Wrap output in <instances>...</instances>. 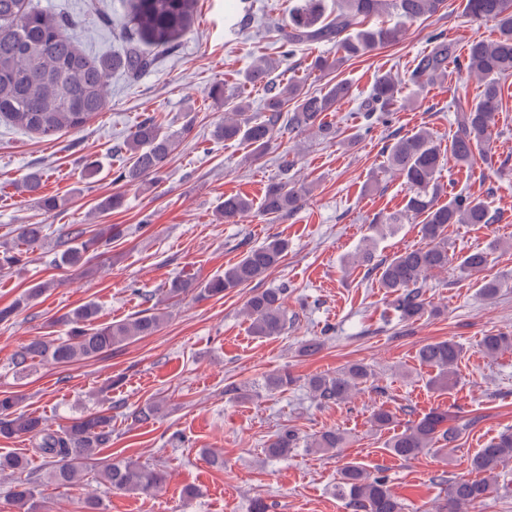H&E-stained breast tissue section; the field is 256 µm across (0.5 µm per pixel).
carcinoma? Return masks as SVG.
<instances>
[{
    "label": "carcinoma",
    "instance_id": "cac0c4a2",
    "mask_svg": "<svg viewBox=\"0 0 512 512\" xmlns=\"http://www.w3.org/2000/svg\"><path fill=\"white\" fill-rule=\"evenodd\" d=\"M130 36L123 53L112 57L91 56L79 48L68 34L73 21L66 14L35 9L27 0H0V121L28 133L51 140L64 132L81 129L107 103V78L122 71L137 78L154 64V58L141 49L147 43L170 48L191 23L196 0H126ZM447 8V0H336V15L323 18L322 0H301L290 12V23L282 39L290 56L297 46L308 43H334L339 56L334 60L318 57L312 68L325 73L345 60L358 58L399 40L395 27L362 26L363 19L395 13L408 20L428 19ZM464 11L474 21L492 22L496 38L471 42L465 54L456 53L454 43L443 34L429 36V49L416 60L409 81L421 87L444 84L452 75L467 74L479 80V92L471 100L455 103V130L448 152L460 167H468L475 153H486L490 145L496 112L502 106L503 83L512 78V0H465ZM280 62L266 61L244 74L250 85L264 89L262 114L250 115V104L239 97L224 96L216 85L209 95L224 99L233 108L231 115L215 126L213 136L223 141H243L253 147L252 158L263 156L275 134L286 131L294 136L316 131L324 138L336 137V130L324 121L326 113L349 97L351 86L344 80L331 82L325 91L312 92L303 80L283 81L273 73ZM397 80L389 74L375 79L364 103L369 121H382L398 103ZM176 136L163 130L151 117L139 122L135 131L115 151L128 154L130 164L118 169L113 182L138 185L160 178L176 147ZM387 169L401 177L409 188L405 205L390 213L382 224H371V234L355 255V262L379 271L378 283L395 295V310L407 322L435 312L424 298L428 274L446 271L455 258L448 243L450 224H492L496 215L479 195L450 192L448 201L438 197V180L443 153L425 129L385 146ZM294 161L284 155L280 179L266 190L259 207L246 196L230 194L217 208L218 218L229 222L252 211L277 217L300 208L310 189L288 180ZM43 174L28 172L21 181L23 193L37 200L46 210H54L58 199L42 194ZM417 221L428 244L405 250L390 258L375 259V235L393 232L401 224ZM44 225L19 224L14 228L16 245L0 251V270L25 264L29 250L43 239ZM121 231L109 226L98 234L72 224L58 234L53 263L66 269H81L85 256L93 248L112 241ZM288 249L284 239L273 238L247 250L238 261L224 267V273L197 284L189 277L176 276L165 285L170 298L189 292L199 298L219 297L247 285L277 266ZM487 264V253L475 251L460 257L457 269L465 275L480 273ZM54 287L39 282L12 305L0 308V323L13 319L19 311ZM283 288L254 293L245 311L250 332L261 338L280 336L288 328V311ZM98 309L87 303L48 320V335L33 338L18 349L13 365L25 370L37 363L67 365L103 356L124 342L158 332L166 314L152 306L132 317L113 323H100ZM512 347V336L489 334L481 342L482 351L495 356ZM463 348L453 340L422 345L420 364L437 371L431 384L447 390L457 383ZM373 377L370 368L352 364L336 374H316L306 386L322 405L344 402ZM22 396L0 394V436H28L37 440V452L50 465L48 479L58 488L68 489L82 483L95 468L93 479L122 493L149 495L165 481L161 468L150 467L133 459L96 462L99 449L112 444V414L105 411L72 419L55 430L41 417L20 410ZM160 403L136 408L131 418L148 423L161 412ZM466 425L448 424V415L430 412L412 422L404 431L391 436L386 444L391 455L412 459L426 450L444 456L457 447ZM299 437L288 429L274 435L264 448L269 457H286L297 447ZM348 443L339 429L318 432L306 441V449L335 454ZM512 462V432L502 433L479 449L469 459L465 475L448 480L447 498L439 512H463L484 499L497 483L500 469ZM28 461L22 456L0 453V473L23 472ZM336 497L345 501L352 512H404L403 504L390 492L385 476L368 472L357 462H347L336 478ZM37 492L31 480L14 486L11 500L18 512H38Z\"/></svg>",
    "mask_w": 512,
    "mask_h": 512
}]
</instances>
